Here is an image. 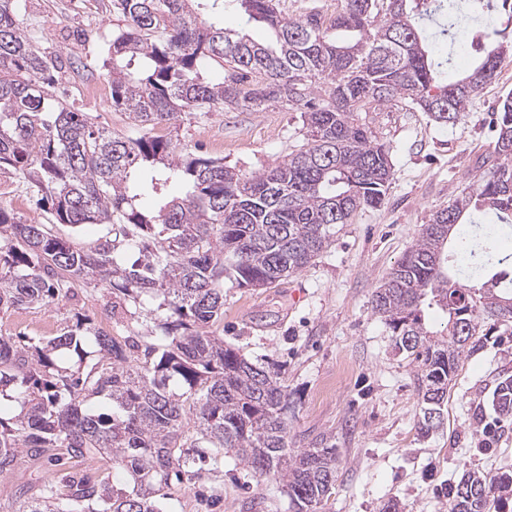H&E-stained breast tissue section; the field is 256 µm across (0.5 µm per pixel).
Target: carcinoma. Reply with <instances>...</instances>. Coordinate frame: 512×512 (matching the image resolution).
I'll use <instances>...</instances> for the list:
<instances>
[{"label":"carcinoma","instance_id":"carcinoma-1","mask_svg":"<svg viewBox=\"0 0 512 512\" xmlns=\"http://www.w3.org/2000/svg\"><path fill=\"white\" fill-rule=\"evenodd\" d=\"M235 3L267 26L270 44L210 21ZM492 0H345L329 22L317 13L282 14L277 0H111L124 18L108 40L112 107L128 114L133 136L95 126L58 97L65 68L20 24L26 0H0V169L23 178L57 224H102L87 249L59 239L47 224L0 206V307L27 309L73 299L96 282L127 298L163 296L169 343L147 346L91 322L25 343L0 336V399L20 412L0 415V475L19 454L57 468L37 494L19 488V512H166L170 476L181 478L231 451L259 477L288 488L295 512H318L336 478V449L290 447L288 393L278 371L252 363L207 328L224 319V278L269 288L324 252L336 228L380 206L393 177L390 146L361 113L402 103L440 125L455 124L498 75L505 46L474 58L445 83L460 26ZM223 79L202 74L207 63ZM282 103L300 113L307 142L258 171L195 155L150 135L184 115L215 108L261 112ZM498 163L475 188L436 210L413 248L373 294L393 349L416 367L422 415L418 434L441 425L463 354L481 350L492 328L512 330V253L474 221L492 213L512 229V94L496 109ZM160 196L154 209L141 199ZM138 249L129 267L114 253ZM477 275L481 286L463 282ZM437 309L441 329L426 320ZM472 339H456L458 324ZM102 359L81 369V337ZM179 385L181 393L169 391ZM112 399V413L89 414L88 395ZM500 422L512 423V375L493 392ZM193 425L195 438L185 436ZM105 455L133 483L109 471L89 474L72 461ZM512 472L468 471L449 486L450 512L502 510Z\"/></svg>","mask_w":512,"mask_h":512}]
</instances>
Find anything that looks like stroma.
<instances>
[{"mask_svg":"<svg viewBox=\"0 0 512 512\" xmlns=\"http://www.w3.org/2000/svg\"><path fill=\"white\" fill-rule=\"evenodd\" d=\"M106 0H27L23 22L49 50L90 56L84 76L62 73L68 102L113 134L134 130L112 107L103 65L105 43L121 27ZM512 93V58L458 123L435 125L415 110L369 111L366 121L391 147L393 178L384 202L358 211L340 226L333 244L310 265L272 288H240L224 282V318L212 326L225 344L242 348L251 362L278 368L288 388V430L293 447L326 443L336 450V482L320 512H382L397 500L401 512H448L447 488L463 473L512 470V428L493 450L471 420L477 402L491 403L503 368H512V337L489 336L484 348L460 359L443 408V423L428 437L416 424L420 406L415 368L391 348L390 332L374 313L375 289L415 243L423 224L463 191L475 187L496 161L491 117L499 99ZM188 151L246 171H256L305 142L298 113L272 105L261 112L220 109L204 122L184 116L166 129ZM12 197L0 200L22 219L51 224L26 183L0 170ZM54 235L77 248L105 232L99 224L76 229L51 224ZM110 289L86 287L74 299L48 307L0 310L1 336L39 338L83 318L141 345L165 342L158 299L130 301L111 313ZM56 470L20 457L14 473L0 475V512H17L20 484L50 481ZM172 512H294L288 490L258 478L233 454L224 465H204L197 475L171 482Z\"/></svg>","mask_w":512,"mask_h":512,"instance_id":"35a3bbf8","label":"stroma"}]
</instances>
